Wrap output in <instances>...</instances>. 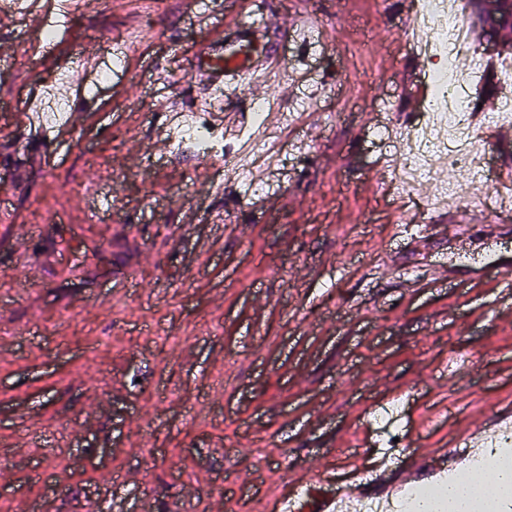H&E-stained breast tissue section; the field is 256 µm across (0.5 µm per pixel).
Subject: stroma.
<instances>
[{"mask_svg":"<svg viewBox=\"0 0 512 512\" xmlns=\"http://www.w3.org/2000/svg\"><path fill=\"white\" fill-rule=\"evenodd\" d=\"M257 15L283 31L306 19L311 34L278 47L296 94L276 110L295 121L250 158L278 160L254 209L248 171L166 152L171 114L156 104L190 111L213 96L194 56L232 18ZM40 29L0 25V48L15 54L0 60V99L16 107L48 75L66 77L80 50L132 44L111 83L73 87L74 136L55 152L0 127V512L31 499L44 512L100 500L140 512L147 496L178 512L189 492L196 512H275L299 477L342 473L335 449L372 466L357 430L366 412L405 402L384 439L431 456L512 412V289L499 270L467 271L512 260V217L480 201L450 237L447 213L422 205L435 180L409 197L375 188L372 160L389 147L373 132L419 120L403 81L428 68L408 51L401 0H101L45 59ZM505 94L485 60L471 102L493 169H512L488 121ZM301 95L313 118L298 112ZM91 195L111 209H87ZM400 217L410 226L399 232ZM19 224L40 241L23 246ZM33 275L37 286L12 288ZM37 317L50 333H23ZM457 355L466 362L449 371ZM34 417L50 437L74 428L52 459L17 441ZM44 465L51 480L34 483ZM117 471L132 483L112 484Z\"/></svg>","mask_w":512,"mask_h":512,"instance_id":"obj_1","label":"stroma"}]
</instances>
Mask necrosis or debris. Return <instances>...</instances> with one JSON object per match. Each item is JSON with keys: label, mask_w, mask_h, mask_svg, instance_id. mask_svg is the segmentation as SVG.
Listing matches in <instances>:
<instances>
[{"label": "necrosis or debris", "mask_w": 512, "mask_h": 512, "mask_svg": "<svg viewBox=\"0 0 512 512\" xmlns=\"http://www.w3.org/2000/svg\"><path fill=\"white\" fill-rule=\"evenodd\" d=\"M463 0H424L414 24V42L431 63L426 82L431 89L425 98V119L393 136L394 184L407 193L425 176L433 175L441 163L450 160L469 168L478 195L489 188L488 168L482 161L480 140L470 119L471 90L483 66L474 54L469 29L459 23ZM471 53L472 63L459 69L456 61ZM179 145L215 162L226 155L224 136L197 113L187 124L176 127Z\"/></svg>", "instance_id": "4bbe7bcc"}]
</instances>
